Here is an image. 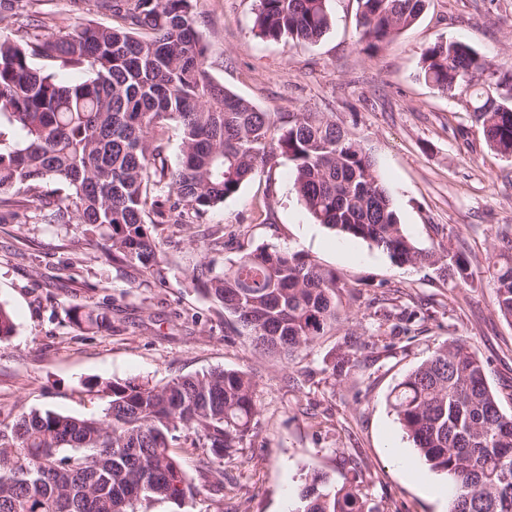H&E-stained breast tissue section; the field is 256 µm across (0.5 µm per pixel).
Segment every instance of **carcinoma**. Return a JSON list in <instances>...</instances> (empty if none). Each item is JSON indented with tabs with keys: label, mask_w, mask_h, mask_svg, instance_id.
Masks as SVG:
<instances>
[{
	"label": "carcinoma",
	"mask_w": 512,
	"mask_h": 512,
	"mask_svg": "<svg viewBox=\"0 0 512 512\" xmlns=\"http://www.w3.org/2000/svg\"><path fill=\"white\" fill-rule=\"evenodd\" d=\"M37 0H0V14L27 17L0 40V117L25 132L0 135V223L77 224L84 241L116 266L148 276L161 263L156 224H205L209 213L278 159L294 165V188L320 224L388 253L399 266L427 265L467 288L461 251L418 249L403 233L371 154L323 112L295 119L264 112L217 83L205 63L194 0H96L119 23L93 21L54 30ZM254 28L267 40L312 43L331 26L328 0H258ZM359 43L370 51L416 22L425 0H357ZM42 58L82 69L64 85L33 65ZM493 64L458 41L424 49L420 71L438 92L475 87ZM474 121L492 149L512 155V105L481 93ZM174 124L180 160L169 165L164 134ZM495 307L512 321V238L502 239ZM191 270L203 293L232 316L254 350L288 358L336 328V297L351 285L299 252L267 247L224 266L214 232ZM70 322L106 326L105 313L74 308ZM418 311H385L379 326L408 332ZM330 363L347 375L358 340ZM255 382L234 369L170 378L162 384L112 381L98 415L20 409L0 420V512H149L158 501L182 506L198 488L179 452L194 448L203 487L224 491L215 460L252 444ZM391 406L430 470L453 490L448 512H512V414L489 388L484 361L462 339L440 346L392 392ZM298 512H373L358 485L313 473Z\"/></svg>",
	"instance_id": "1"
}]
</instances>
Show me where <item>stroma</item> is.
I'll use <instances>...</instances> for the list:
<instances>
[{"label":"stroma","instance_id":"stroma-1","mask_svg":"<svg viewBox=\"0 0 512 512\" xmlns=\"http://www.w3.org/2000/svg\"><path fill=\"white\" fill-rule=\"evenodd\" d=\"M257 0H194L206 65L219 84L266 112H324L377 161L406 236L425 251L451 248L471 261L460 289L428 267L397 266L360 239L319 224L294 190L281 159L214 208L224 229L218 264L268 245L300 251L354 286L340 295L336 330L289 362L255 354L234 319L193 284L198 225L160 224V272L146 280L115 269L87 248L80 226L0 224V305L15 332L0 342V408L98 414L107 381L159 384L214 368L251 374L259 410L250 447L221 459L224 512H295L307 475L356 481L377 512H447L438 489L389 402L393 387L444 342L459 337L483 359L490 388L512 411V323L494 309L493 272L503 236L512 237V156L485 142L472 119L471 91L444 95L420 74L423 50L462 41L496 65L481 88L497 90L512 71V0H427L420 18L374 53L360 50L357 0H329L330 30L317 42L266 40L253 31ZM55 29L109 15L74 0H40ZM418 306L408 333L379 329L376 307ZM105 312L109 329L74 327V307ZM366 340L348 376L328 366L346 335Z\"/></svg>","mask_w":512,"mask_h":512}]
</instances>
